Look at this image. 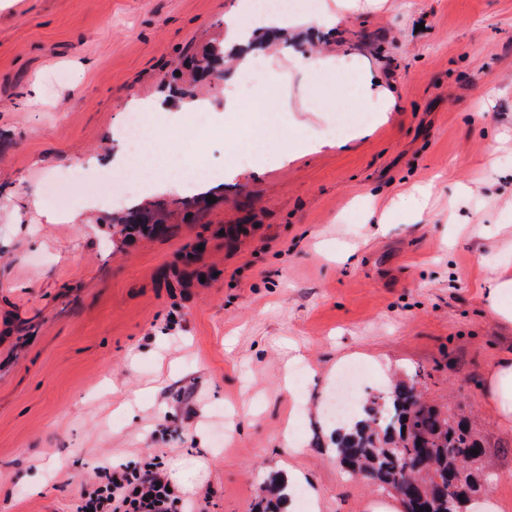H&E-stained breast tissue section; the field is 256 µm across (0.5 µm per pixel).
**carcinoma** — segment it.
<instances>
[{
	"label": "carcinoma",
	"instance_id": "cac0c4a2",
	"mask_svg": "<svg viewBox=\"0 0 512 512\" xmlns=\"http://www.w3.org/2000/svg\"><path fill=\"white\" fill-rule=\"evenodd\" d=\"M224 58L220 34L182 63L181 83L171 97H193L210 78H223ZM172 216L166 206L149 202L125 209L111 222L131 237H158L168 234ZM326 445L351 475L394 491L405 512H448V497L466 503L485 493L487 448L465 418L426 405L413 382H398L382 401L365 402L360 416L348 428L333 430Z\"/></svg>",
	"mask_w": 512,
	"mask_h": 512
}]
</instances>
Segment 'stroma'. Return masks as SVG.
I'll list each match as a JSON object with an SVG mask.
<instances>
[{
  "label": "stroma",
  "instance_id": "obj_1",
  "mask_svg": "<svg viewBox=\"0 0 512 512\" xmlns=\"http://www.w3.org/2000/svg\"><path fill=\"white\" fill-rule=\"evenodd\" d=\"M242 2L0 0V512H75L104 468L156 455L197 512H252L293 470L318 512H369L388 493L317 443L352 362L360 399L405 380L464 411L512 512V422L485 391L512 323L484 296L512 270V0H381L290 32L281 57L345 56L392 110L288 160L284 141L357 99L293 65L267 75L191 157L226 166L272 112L282 130L258 168L168 235L124 241L96 168L129 105L164 97ZM69 168L102 203L85 224L28 205ZM200 236L205 260L181 267Z\"/></svg>",
  "mask_w": 512,
  "mask_h": 512
}]
</instances>
